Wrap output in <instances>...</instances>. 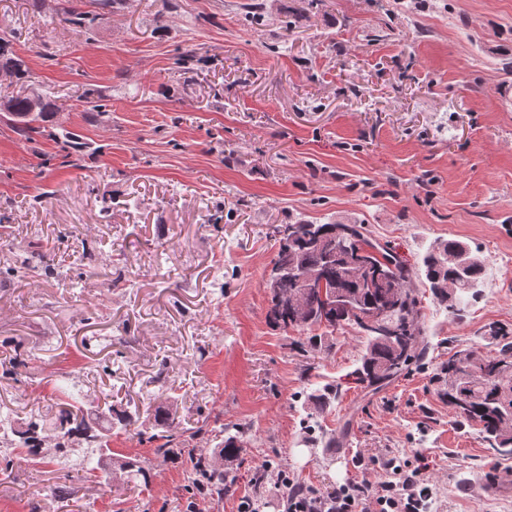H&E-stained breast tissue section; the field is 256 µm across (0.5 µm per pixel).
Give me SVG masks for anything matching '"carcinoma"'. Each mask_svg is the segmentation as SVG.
Listing matches in <instances>:
<instances>
[{"mask_svg": "<svg viewBox=\"0 0 512 512\" xmlns=\"http://www.w3.org/2000/svg\"><path fill=\"white\" fill-rule=\"evenodd\" d=\"M97 16L72 12L65 21L80 35L91 32ZM0 73L12 78L19 91L3 98L0 116L7 119L28 141L40 133L37 122H43L53 112L54 104L42 95L25 93L30 78L25 62L15 56L8 41L0 37ZM277 254L273 263L286 272L304 269L316 272L326 282L327 289L337 290L357 298L365 308L383 313L384 329L375 333L366 331L354 321L348 311L338 305L330 295L311 288L299 299L278 301L269 298L270 321L285 330L306 332V342L300 349L314 352L322 349L325 336L339 328L350 326L364 339L365 349L360 366L354 371L356 380L372 390L391 384L403 373L423 364L428 354V341L421 321V296L414 288L418 280L429 292L431 300L445 312L463 316L478 301L481 287L487 277L485 259L467 243L448 239L433 242L413 264L401 258L388 247L374 242L361 224L343 222L319 223L303 221L277 227ZM470 259L466 271L461 273L455 264L460 257ZM307 307V321L296 323L299 309ZM491 338L499 347L495 355L474 351H460L439 367L438 379L443 382L441 398L448 403L453 414L466 422L480 425L484 441L493 453L512 458V339L491 331ZM62 420L74 425L63 436L87 430L81 399L65 395ZM131 417L115 415L92 435L98 451L96 464L86 463V470L99 484L110 483L113 471L126 474L128 481L147 480L148 469L137 460H117L106 468L101 460L111 456L112 430L125 429ZM40 423L32 420L24 431L17 430L10 417H0V442L11 448H24L32 455L42 449L39 436ZM234 433L224 437L222 447L214 451L215 457L228 463L239 456L242 449L237 441L250 436L247 426H232ZM204 481L212 496L224 494L225 478L204 458L195 460L187 476L190 487Z\"/></svg>", "mask_w": 512, "mask_h": 512, "instance_id": "1", "label": "carcinoma"}]
</instances>
